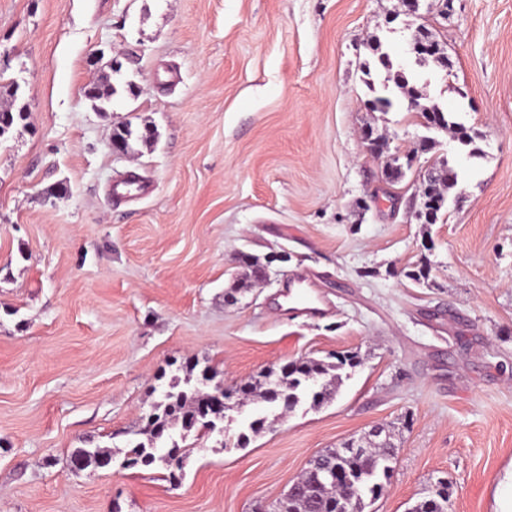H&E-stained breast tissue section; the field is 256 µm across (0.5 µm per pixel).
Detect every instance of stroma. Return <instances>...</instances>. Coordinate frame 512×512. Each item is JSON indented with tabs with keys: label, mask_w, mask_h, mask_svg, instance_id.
<instances>
[{
	"label": "stroma",
	"mask_w": 512,
	"mask_h": 512,
	"mask_svg": "<svg viewBox=\"0 0 512 512\" xmlns=\"http://www.w3.org/2000/svg\"><path fill=\"white\" fill-rule=\"evenodd\" d=\"M395 8L0 0V83L19 85L0 108L28 112L0 139V512H273L311 457L376 425L398 453L367 512H406L440 477L452 512H512V0ZM420 25L450 67L410 53ZM375 38L391 66L368 73ZM404 68L472 146L407 99L369 108ZM92 81L117 87L107 111ZM366 127L459 171L438 223L415 218L416 169L385 179ZM133 172L149 194L114 202ZM246 255L267 279L234 296ZM299 272L328 315L279 307ZM347 352L360 365L318 408L255 400L223 434L172 429L179 481L124 467L182 366L231 389ZM259 413L270 423L235 447ZM96 446L110 466H72Z\"/></svg>",
	"instance_id": "obj_1"
}]
</instances>
